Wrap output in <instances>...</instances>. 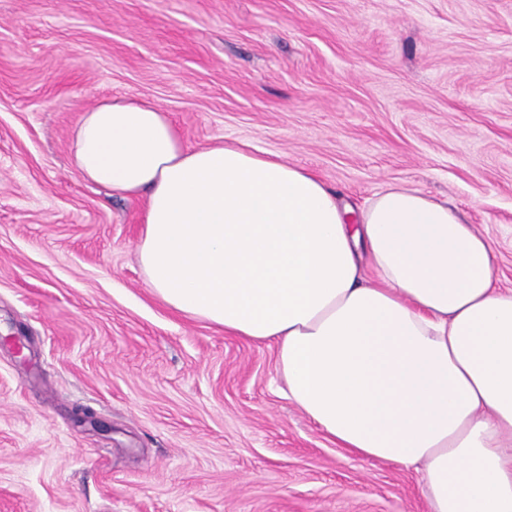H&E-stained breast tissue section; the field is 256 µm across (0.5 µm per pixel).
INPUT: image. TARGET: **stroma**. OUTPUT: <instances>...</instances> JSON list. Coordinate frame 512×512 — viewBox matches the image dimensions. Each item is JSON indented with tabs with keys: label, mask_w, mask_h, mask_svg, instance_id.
<instances>
[{
	"label": "stroma",
	"mask_w": 512,
	"mask_h": 512,
	"mask_svg": "<svg viewBox=\"0 0 512 512\" xmlns=\"http://www.w3.org/2000/svg\"><path fill=\"white\" fill-rule=\"evenodd\" d=\"M116 98L355 206L417 187L512 288V0H0V512H426L288 399L275 344L151 292L143 196L70 161Z\"/></svg>",
	"instance_id": "35a3bbf8"
}]
</instances>
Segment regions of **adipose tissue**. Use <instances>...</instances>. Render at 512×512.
<instances>
[{
  "label": "adipose tissue",
  "mask_w": 512,
  "mask_h": 512,
  "mask_svg": "<svg viewBox=\"0 0 512 512\" xmlns=\"http://www.w3.org/2000/svg\"><path fill=\"white\" fill-rule=\"evenodd\" d=\"M72 161L142 195L139 260L169 308L275 343L289 398L361 459L417 467L428 512H512V290L447 203L391 184L359 209L303 167L188 149L166 112H85Z\"/></svg>",
  "instance_id": "obj_1"
}]
</instances>
